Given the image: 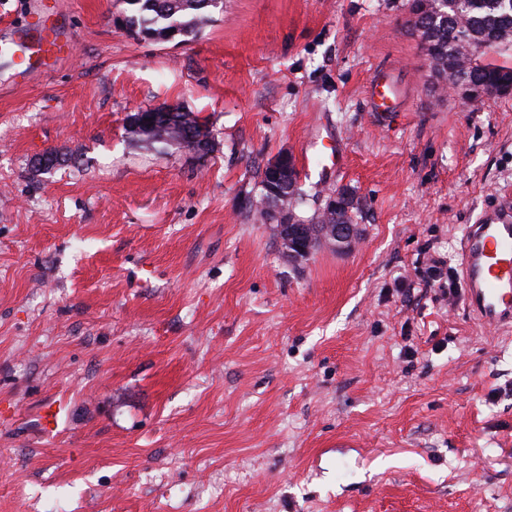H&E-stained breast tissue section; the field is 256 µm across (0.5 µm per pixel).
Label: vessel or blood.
<instances>
[{"instance_id":"obj_1","label":"vessel or blood","mask_w":512,"mask_h":512,"mask_svg":"<svg viewBox=\"0 0 512 512\" xmlns=\"http://www.w3.org/2000/svg\"><path fill=\"white\" fill-rule=\"evenodd\" d=\"M73 42L62 11L45 23L44 0H30L27 19L0 27V58L21 60L18 75L29 81L44 73L45 62L63 59ZM460 250L467 299L476 318L512 331V205L483 212L467 226Z\"/></svg>"}]
</instances>
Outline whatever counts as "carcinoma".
Segmentation results:
<instances>
[{"label": "carcinoma", "instance_id": "carcinoma-1", "mask_svg": "<svg viewBox=\"0 0 512 512\" xmlns=\"http://www.w3.org/2000/svg\"><path fill=\"white\" fill-rule=\"evenodd\" d=\"M215 0H125L129 6L128 23L145 38L166 37L184 41L193 39L209 20V7ZM410 11L416 18L415 26L423 40L434 49L432 62L439 77L455 83L464 76L478 85H492L499 81L507 67L498 65L493 54L505 46H512V0H410ZM206 128L200 118L178 106L169 107V118L157 133L142 136L140 140L175 144L186 147L189 133L197 134ZM277 198L275 186L264 189L259 201L264 214L271 216L268 200L279 199L299 207L303 194L299 187L280 188ZM338 214L350 224L355 223L358 208L347 189L338 191ZM320 209L309 219L311 241L320 242L319 233L326 224L336 223V216Z\"/></svg>", "mask_w": 512, "mask_h": 512}]
</instances>
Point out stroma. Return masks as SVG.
Wrapping results in <instances>:
<instances>
[{"instance_id": "35a3bbf8", "label": "stroma", "mask_w": 512, "mask_h": 512, "mask_svg": "<svg viewBox=\"0 0 512 512\" xmlns=\"http://www.w3.org/2000/svg\"><path fill=\"white\" fill-rule=\"evenodd\" d=\"M45 2L72 54L0 65V512H512V334L417 275L512 202V95L451 93L408 0H221L185 42ZM164 105L207 156L132 137ZM284 151L299 216L353 190L354 248L289 260L245 209Z\"/></svg>"}]
</instances>
